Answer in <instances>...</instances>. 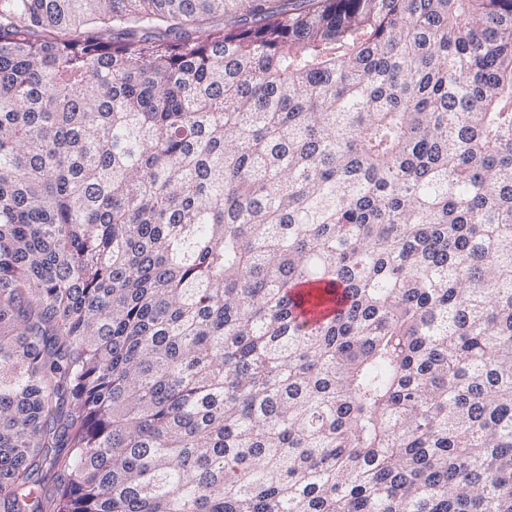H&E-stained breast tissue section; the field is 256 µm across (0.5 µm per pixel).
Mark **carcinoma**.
Instances as JSON below:
<instances>
[{
	"label": "carcinoma",
	"mask_w": 512,
	"mask_h": 512,
	"mask_svg": "<svg viewBox=\"0 0 512 512\" xmlns=\"http://www.w3.org/2000/svg\"><path fill=\"white\" fill-rule=\"evenodd\" d=\"M0 512H512V0H0Z\"/></svg>",
	"instance_id": "cac0c4a2"
}]
</instances>
